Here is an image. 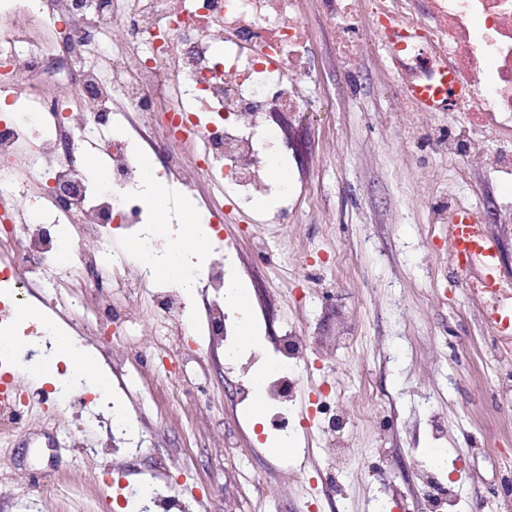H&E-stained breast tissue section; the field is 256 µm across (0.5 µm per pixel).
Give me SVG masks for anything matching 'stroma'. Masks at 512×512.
I'll list each match as a JSON object with an SVG mask.
<instances>
[{
    "instance_id": "1",
    "label": "stroma",
    "mask_w": 512,
    "mask_h": 512,
    "mask_svg": "<svg viewBox=\"0 0 512 512\" xmlns=\"http://www.w3.org/2000/svg\"><path fill=\"white\" fill-rule=\"evenodd\" d=\"M314 68L299 111L272 116L288 137L296 206L284 224H228L233 266L250 290L258 337L229 368L221 343L172 326L161 335L155 291L131 294L75 281L29 299L91 349L122 400L120 412L70 405L0 363L18 387L22 417L0 436V512H120L131 488L168 482L171 512H428L420 471L447 479L442 512H512V343L488 324L481 272L458 274L448 210H476L512 282V173L434 152L459 135L455 111L413 112L387 92L385 54L343 69L348 19L330 22L302 0ZM110 304L121 324L90 327ZM312 345L298 369L293 450L276 455L271 412L239 398L274 364L283 329ZM379 404L373 419L358 413ZM131 421L144 442L122 459L84 454L66 431L102 444L105 418Z\"/></svg>"
}]
</instances>
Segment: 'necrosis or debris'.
Returning <instances> with one entry per match:
<instances>
[{
  "label": "necrosis or debris",
  "instance_id": "4bbe7bcc",
  "mask_svg": "<svg viewBox=\"0 0 512 512\" xmlns=\"http://www.w3.org/2000/svg\"><path fill=\"white\" fill-rule=\"evenodd\" d=\"M5 0L0 6V231L20 237L13 254L0 256V288L17 304L31 288L66 286L82 273L109 270L123 280L128 254L112 246L110 224L123 226L141 257L135 287L163 288L161 307L182 316L181 275L156 277L154 263L171 244L150 229L153 204L137 195L142 152L162 151V176L181 192L195 190L198 174L223 186L230 209L210 208L208 248L221 262L196 277L214 299L208 334L227 331L222 261L233 249L220 233L255 199L277 196L276 218L287 219L288 177L270 169L286 147L267 115L297 111L301 84L310 76L300 58L310 49L299 20V0ZM427 20H415L416 0H325L333 14L354 11L357 32L386 52L395 71L388 89L406 107L409 86L433 81L449 69L466 96L457 104L479 137L472 152L512 171V0H427ZM24 12L43 29L32 43L13 24ZM120 26L123 45L105 65L87 63L99 35ZM415 37L392 50L393 29ZM25 97H18V87ZM92 101L84 106L79 91ZM96 154L111 172L100 185L88 177ZM77 226L69 237L47 226ZM307 346L282 337L280 375L262 381L245 400L287 403L283 371L304 361Z\"/></svg>",
  "mask_w": 512,
  "mask_h": 512
}]
</instances>
